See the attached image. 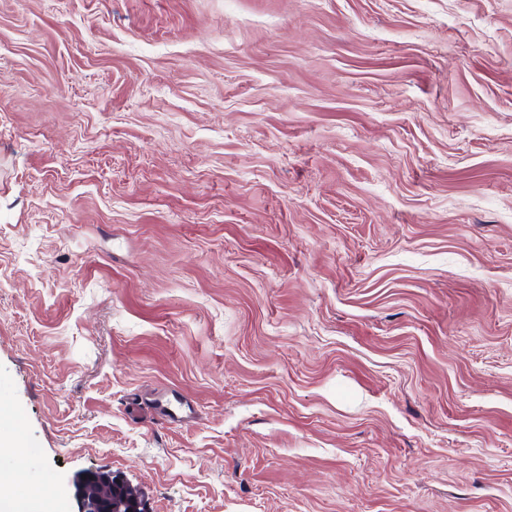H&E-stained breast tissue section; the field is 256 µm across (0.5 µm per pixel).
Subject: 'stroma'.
Here are the masks:
<instances>
[{"mask_svg":"<svg viewBox=\"0 0 512 512\" xmlns=\"http://www.w3.org/2000/svg\"><path fill=\"white\" fill-rule=\"evenodd\" d=\"M0 409L59 512H512V0H0ZM85 482L91 485V492L96 491L99 497L110 498L112 500V483L106 482L103 480L104 473L95 472V473H86ZM129 505L126 501L117 500L114 498L112 500V511L113 512H124L122 510V506Z\"/></svg>","mask_w":512,"mask_h":512,"instance_id":"obj_1","label":"stroma"}]
</instances>
